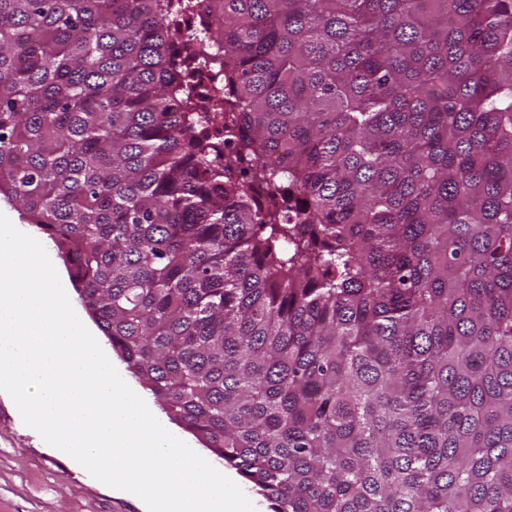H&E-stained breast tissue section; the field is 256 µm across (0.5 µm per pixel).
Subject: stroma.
Here are the masks:
<instances>
[{"label":"stroma","instance_id":"stroma-1","mask_svg":"<svg viewBox=\"0 0 512 512\" xmlns=\"http://www.w3.org/2000/svg\"><path fill=\"white\" fill-rule=\"evenodd\" d=\"M0 512H143L25 425L0 392Z\"/></svg>","mask_w":512,"mask_h":512}]
</instances>
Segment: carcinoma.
Listing matches in <instances>:
<instances>
[{"label":"carcinoma","mask_w":512,"mask_h":512,"mask_svg":"<svg viewBox=\"0 0 512 512\" xmlns=\"http://www.w3.org/2000/svg\"><path fill=\"white\" fill-rule=\"evenodd\" d=\"M189 6L0 0V194L273 512H512V0ZM208 3V0H196L194 11L177 20L182 36H190L203 49V53L195 57L192 69L199 100L202 101H207L214 92L224 91V49L208 37L211 26Z\"/></svg>","instance_id":"1"}]
</instances>
